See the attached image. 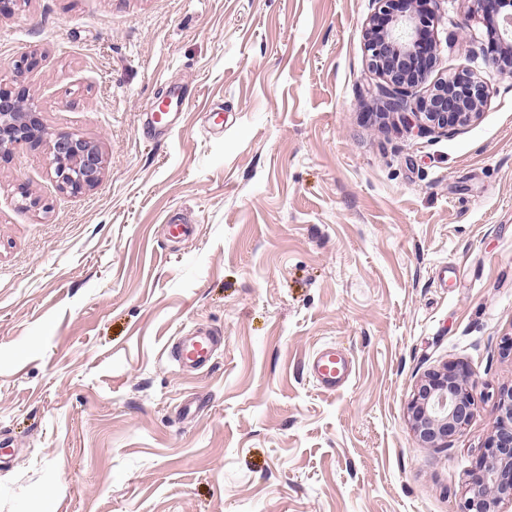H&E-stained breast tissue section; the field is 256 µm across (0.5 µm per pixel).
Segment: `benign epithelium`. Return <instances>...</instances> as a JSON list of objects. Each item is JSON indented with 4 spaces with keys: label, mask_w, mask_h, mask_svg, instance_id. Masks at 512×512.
<instances>
[{
    "label": "benign epithelium",
    "mask_w": 512,
    "mask_h": 512,
    "mask_svg": "<svg viewBox=\"0 0 512 512\" xmlns=\"http://www.w3.org/2000/svg\"><path fill=\"white\" fill-rule=\"evenodd\" d=\"M365 27L369 68L383 83L377 87L388 111L401 115L424 134L448 133L469 125L488 98L486 83L467 69L433 84L423 96L414 89L438 61L435 20L443 0H377ZM468 15L479 16L488 43L481 47L485 63L512 77V0H467ZM45 128L37 106L25 89L0 86V159L21 145L47 144L60 190L80 194L101 181L105 162L99 147L72 133L44 142ZM478 380L467 366L448 362L427 371L408 404L414 435L428 448H448L474 415L473 391ZM499 421L470 471L469 496L459 512H500L512 503V388L497 392Z\"/></svg>",
    "instance_id": "7a95c632"
}]
</instances>
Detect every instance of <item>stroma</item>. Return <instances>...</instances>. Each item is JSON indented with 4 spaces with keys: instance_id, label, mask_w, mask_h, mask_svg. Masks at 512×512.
I'll return each instance as SVG.
<instances>
[{
    "instance_id": "obj_1",
    "label": "stroma",
    "mask_w": 512,
    "mask_h": 512,
    "mask_svg": "<svg viewBox=\"0 0 512 512\" xmlns=\"http://www.w3.org/2000/svg\"><path fill=\"white\" fill-rule=\"evenodd\" d=\"M434 77L487 103L452 134L385 113L375 0H20L0 84L98 145L62 192L47 146L0 160V512H456L512 387V77L448 0ZM185 88L172 126L149 102ZM28 189L32 201L20 191ZM193 226L168 234L171 220ZM220 337L186 371L174 336ZM349 359L336 391L308 361ZM455 361L469 425L424 447L408 403ZM201 402L194 415L189 401Z\"/></svg>"
}]
</instances>
